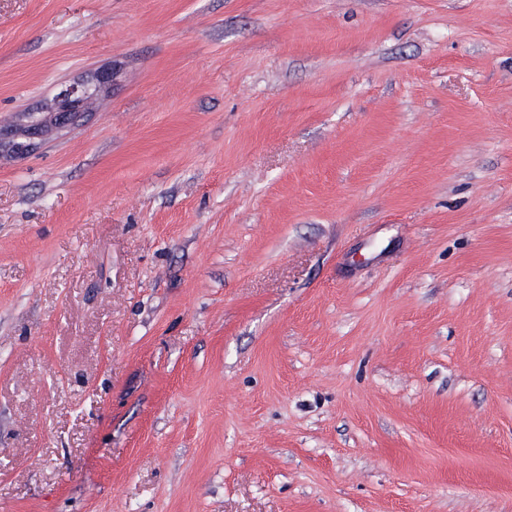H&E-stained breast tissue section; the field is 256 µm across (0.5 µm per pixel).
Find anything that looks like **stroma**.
I'll list each match as a JSON object with an SVG mask.
<instances>
[{"instance_id":"1","label":"stroma","mask_w":512,"mask_h":512,"mask_svg":"<svg viewBox=\"0 0 512 512\" xmlns=\"http://www.w3.org/2000/svg\"><path fill=\"white\" fill-rule=\"evenodd\" d=\"M0 512H512V0H0ZM111 84L112 72L101 70L89 82L64 83L58 86L44 112L27 113L26 139L19 152L27 153L36 146V140L42 136L46 127V115L51 117V122L56 126L75 125L82 119L88 99Z\"/></svg>"}]
</instances>
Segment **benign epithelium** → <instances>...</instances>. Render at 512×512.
Segmentation results:
<instances>
[{
	"label": "benign epithelium",
	"instance_id": "7a95c632",
	"mask_svg": "<svg viewBox=\"0 0 512 512\" xmlns=\"http://www.w3.org/2000/svg\"><path fill=\"white\" fill-rule=\"evenodd\" d=\"M112 84V72L101 70L89 82L64 83L58 86L56 93L43 112L27 113L26 139L20 152L27 153L36 146L46 127L45 116L59 127L77 124L84 115L86 102Z\"/></svg>",
	"mask_w": 512,
	"mask_h": 512
}]
</instances>
